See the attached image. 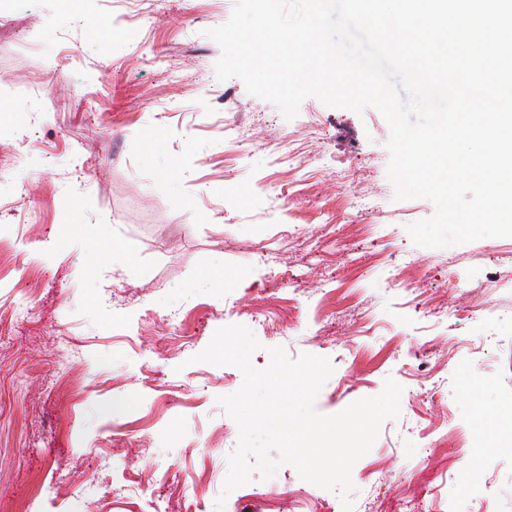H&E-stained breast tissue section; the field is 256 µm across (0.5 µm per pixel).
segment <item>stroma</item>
I'll list each match as a JSON object with an SVG mask.
<instances>
[{"label": "stroma", "instance_id": "1", "mask_svg": "<svg viewBox=\"0 0 512 512\" xmlns=\"http://www.w3.org/2000/svg\"><path fill=\"white\" fill-rule=\"evenodd\" d=\"M233 4L0 0V512L215 503L243 375L194 357L230 324L256 368L327 357L322 414L402 386L354 512H512V238L415 245L376 109L218 80ZM251 484L224 512H342L289 465Z\"/></svg>", "mask_w": 512, "mask_h": 512}]
</instances>
